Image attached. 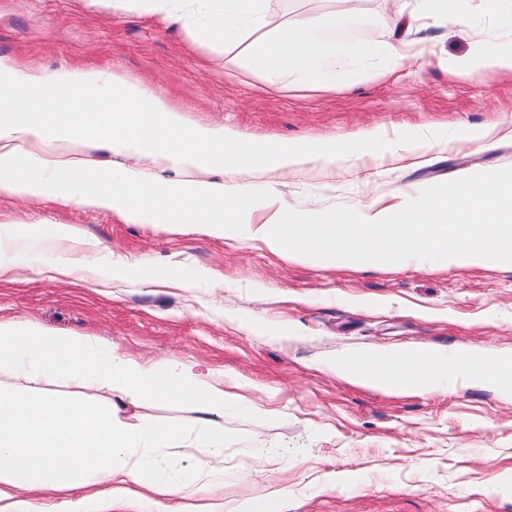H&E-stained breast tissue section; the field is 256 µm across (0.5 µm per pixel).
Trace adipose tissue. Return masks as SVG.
<instances>
[{
  "label": "adipose tissue",
  "instance_id": "obj_1",
  "mask_svg": "<svg viewBox=\"0 0 512 512\" xmlns=\"http://www.w3.org/2000/svg\"><path fill=\"white\" fill-rule=\"evenodd\" d=\"M147 112L161 123L145 128ZM93 120L102 123L113 152L163 160L185 171V179L152 181L133 168L101 172L84 160L49 169L43 147L70 145L89 134ZM347 158L346 151L318 144L251 147L223 129L185 127L160 98L93 69L72 67L48 79L29 67L0 64V195L75 200L164 228L199 224L216 238L260 240L291 260L398 265L433 255L449 266L512 260V178L465 180L449 195L431 190L360 224L304 213L255 224L251 217L262 202L246 185L203 177L212 169L316 168ZM15 246L53 249L61 278L99 282L125 270L119 262L94 260L93 243L69 224L18 238ZM423 354L417 347L374 350L391 365L377 373L359 367L360 349L336 353L324 365L359 386L422 391L444 381L443 354L433 353L428 363ZM56 383L68 394L48 392ZM100 399L105 407H97ZM159 402L188 408L195 424L159 419L133 427L119 414L129 404ZM243 402L223 375L200 363L145 360L92 336H50L37 324L0 319V512H74L73 494L90 485L115 500L148 490L155 512H269L266 492L224 500V410ZM37 490L69 497L47 508L23 500Z\"/></svg>",
  "mask_w": 512,
  "mask_h": 512
}]
</instances>
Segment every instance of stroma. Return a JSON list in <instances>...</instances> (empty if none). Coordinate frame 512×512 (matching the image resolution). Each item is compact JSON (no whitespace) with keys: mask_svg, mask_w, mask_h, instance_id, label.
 I'll use <instances>...</instances> for the list:
<instances>
[{"mask_svg":"<svg viewBox=\"0 0 512 512\" xmlns=\"http://www.w3.org/2000/svg\"><path fill=\"white\" fill-rule=\"evenodd\" d=\"M471 31L425 19L405 34L412 55L385 72L313 86L268 81L231 51L195 38L172 15L129 17L92 0H0V62L52 77L98 70L163 97L187 126L224 128L253 142L338 143L347 165L247 175L268 201L253 223L278 213L347 215L395 208L448 183L512 173V71L470 74L465 60L488 40L512 47V0H464ZM279 24L316 22L340 0H266ZM422 0H361L364 20L330 39L383 46V23L420 12ZM427 139L425 152L391 154ZM71 152L100 170L140 169L178 181L149 157L113 154L103 137ZM76 226L124 281L54 278L53 250L16 252L12 237ZM0 255L19 272L0 281V318L53 336H93L145 358H183L245 377L257 412H224V497L273 493L271 512H512V392L442 383L402 394L353 385L319 361L361 347L501 353L512 357V263L449 267L425 256L399 266L289 261L261 241L217 239L184 224L123 221L76 201L0 195ZM174 269L187 284L139 283V265ZM274 457L255 475L253 451ZM288 498H277L281 487Z\"/></svg>","mask_w":512,"mask_h":512,"instance_id":"stroma-1","label":"stroma"}]
</instances>
